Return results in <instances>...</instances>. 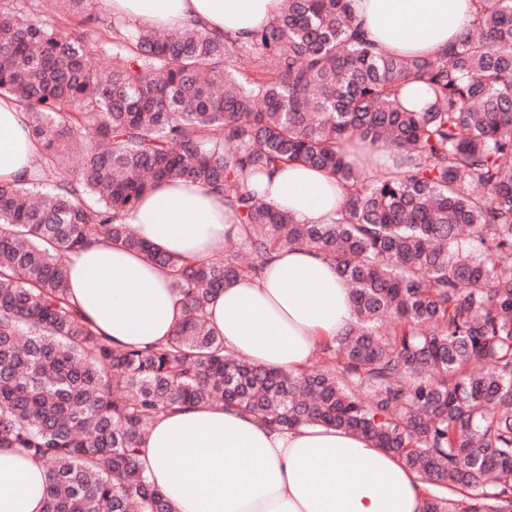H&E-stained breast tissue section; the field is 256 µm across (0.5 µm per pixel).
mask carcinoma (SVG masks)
<instances>
[{
	"instance_id": "1",
	"label": "carcinoma",
	"mask_w": 512,
	"mask_h": 512,
	"mask_svg": "<svg viewBox=\"0 0 512 512\" xmlns=\"http://www.w3.org/2000/svg\"><path fill=\"white\" fill-rule=\"evenodd\" d=\"M86 2L62 0L66 16L90 23ZM352 2L284 0L245 43L115 18L98 68L77 27L0 6V96L28 112L49 172L0 185V448L42 463L45 512H172L139 444L162 413L218 403L363 437L438 488L427 512H512V0H473L433 59L376 52ZM355 138L395 171L362 176L341 150ZM288 164L346 188L340 218L298 224L249 187ZM176 179L224 193L244 228L224 259L159 253L123 223ZM95 238L169 269L168 340L114 345L71 301L67 254ZM288 244L333 263L353 302L297 374L225 350L208 320Z\"/></svg>"
}]
</instances>
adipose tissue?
<instances>
[{"mask_svg":"<svg viewBox=\"0 0 512 512\" xmlns=\"http://www.w3.org/2000/svg\"><path fill=\"white\" fill-rule=\"evenodd\" d=\"M114 14L148 27L194 23L247 42L270 25L283 0H102ZM378 51L433 58L472 20L470 0H354ZM40 145L26 112L0 97V184L33 178ZM264 200L300 224L336 218L345 190L324 171L286 165L251 177ZM159 252L206 258L244 230L224 196L201 183L158 184L124 217ZM70 294L97 331L123 345L167 340L181 317L180 296L162 265L104 242L67 258ZM227 350L283 371L311 366L326 340L352 320L336 268L290 244L272 252L258 276L225 287L208 307ZM140 463L173 512H426L432 493L390 453L361 436L322 426H268L223 405L163 414L141 443ZM43 467L0 448V512H44Z\"/></svg>","mask_w":512,"mask_h":512,"instance_id":"1","label":"adipose tissue"}]
</instances>
